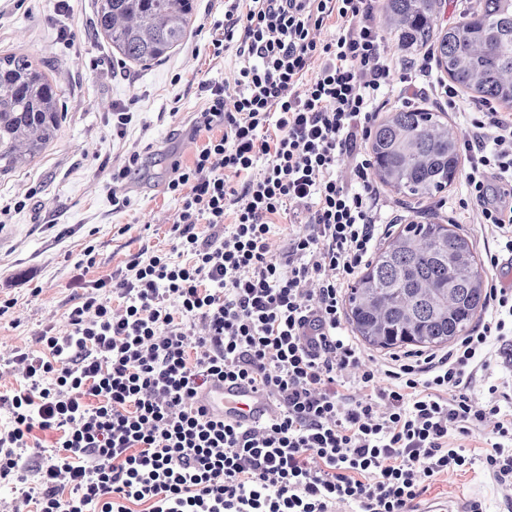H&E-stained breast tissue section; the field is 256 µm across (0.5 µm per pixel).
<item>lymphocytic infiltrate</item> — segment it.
Segmentation results:
<instances>
[{
	"instance_id": "1",
	"label": "lymphocytic infiltrate",
	"mask_w": 512,
	"mask_h": 512,
	"mask_svg": "<svg viewBox=\"0 0 512 512\" xmlns=\"http://www.w3.org/2000/svg\"><path fill=\"white\" fill-rule=\"evenodd\" d=\"M375 14V0H230L212 44L235 46L238 78L210 86V136L167 184L174 253L132 257L71 309L68 335L14 358L25 383L6 400L0 475H37L14 512H409L471 465L455 439L490 415L485 463L512 485V414L461 392L512 338V288L492 282L489 319L441 355L369 364L345 332L343 293L382 224L366 143L395 65ZM463 148L495 267L512 255V113L484 110ZM284 219L298 230L275 255ZM217 379L260 389L275 415L208 417L193 398ZM41 431L55 439L33 462Z\"/></svg>"
}]
</instances>
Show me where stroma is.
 <instances>
[{
    "instance_id": "obj_1",
    "label": "stroma",
    "mask_w": 512,
    "mask_h": 512,
    "mask_svg": "<svg viewBox=\"0 0 512 512\" xmlns=\"http://www.w3.org/2000/svg\"><path fill=\"white\" fill-rule=\"evenodd\" d=\"M185 40L160 61H127L93 29L96 0H69L58 16L55 0H0V57L29 55L53 78L61 125L56 138L25 166L0 173V299L15 304L0 317V396H11L24 380L11 365L17 351L40 350L43 331L69 328L68 313L100 279L124 269L132 256L170 251L177 202L166 184L176 165L189 164L208 139L196 130L211 83L232 81L234 50L214 54L215 25L224 21V0H194ZM71 24L73 43L60 40ZM130 109L124 136L112 133V111ZM139 153L138 175L116 183L112 173L130 153ZM465 179L424 207L380 188L383 215L400 223L436 214L470 234L478 253L492 240L466 202ZM22 209H15V202ZM95 247V263L83 251ZM491 426L473 427L460 443L474 461L466 472L441 476L414 501L422 512L431 499H445L467 512H512V488L497 483L485 466Z\"/></svg>"
}]
</instances>
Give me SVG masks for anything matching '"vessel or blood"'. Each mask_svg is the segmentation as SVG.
I'll use <instances>...</instances> for the list:
<instances>
[{
  "mask_svg": "<svg viewBox=\"0 0 512 512\" xmlns=\"http://www.w3.org/2000/svg\"><path fill=\"white\" fill-rule=\"evenodd\" d=\"M195 403L210 417L235 425L263 423L274 411V405L267 396L242 382H214L197 394Z\"/></svg>",
  "mask_w": 512,
  "mask_h": 512,
  "instance_id": "1",
  "label": "vessel or blood"
}]
</instances>
